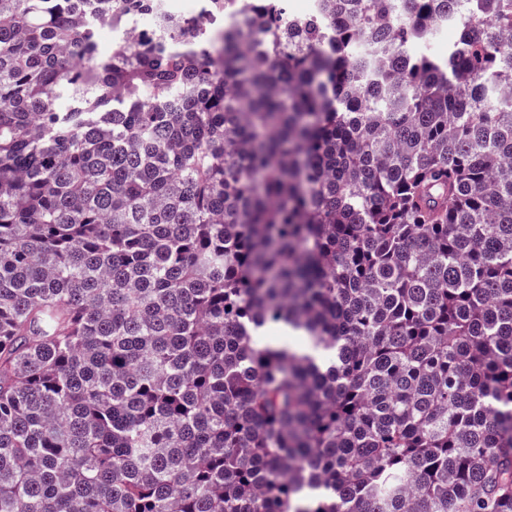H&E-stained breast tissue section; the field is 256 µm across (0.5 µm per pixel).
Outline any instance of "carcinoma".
I'll use <instances>...</instances> for the list:
<instances>
[{
    "label": "carcinoma",
    "instance_id": "cac0c4a2",
    "mask_svg": "<svg viewBox=\"0 0 512 512\" xmlns=\"http://www.w3.org/2000/svg\"><path fill=\"white\" fill-rule=\"evenodd\" d=\"M162 2L0 0V512H512V0ZM458 36L459 28L456 24L449 23L439 26L423 47V50L435 55H443L448 51V46L457 40Z\"/></svg>",
    "mask_w": 512,
    "mask_h": 512
}]
</instances>
